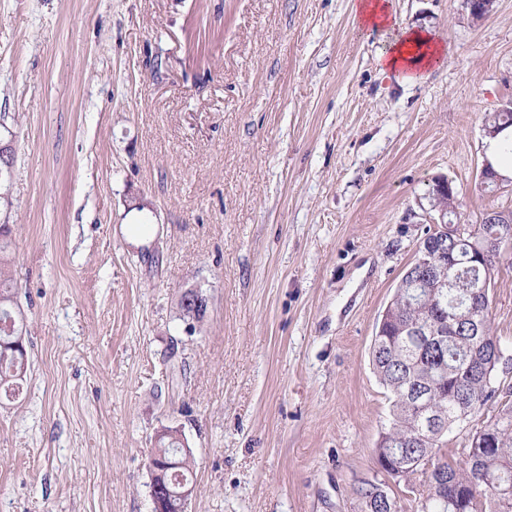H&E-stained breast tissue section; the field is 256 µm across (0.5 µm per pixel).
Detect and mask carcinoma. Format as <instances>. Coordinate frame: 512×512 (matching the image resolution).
I'll list each match as a JSON object with an SVG mask.
<instances>
[{
	"instance_id": "carcinoma-1",
	"label": "carcinoma",
	"mask_w": 512,
	"mask_h": 512,
	"mask_svg": "<svg viewBox=\"0 0 512 512\" xmlns=\"http://www.w3.org/2000/svg\"><path fill=\"white\" fill-rule=\"evenodd\" d=\"M485 125L500 132L512 127V109L491 112ZM432 207L462 224L458 191L430 189ZM448 237L452 266L442 284L432 278L435 262L417 256L399 282L387 319L372 338L371 363L389 394V420L375 448L378 466L400 465L419 474L421 512H512V405L471 434L459 463L437 460L438 473L426 469L427 449L440 454L450 431L479 415L497 397L498 368L493 353L500 343L491 333L490 291L501 259L489 249L512 240V210L490 209L479 224H463ZM488 258L474 257L477 248ZM14 261L0 243V343L23 332L13 292ZM27 371V356H0V388L14 394ZM164 474L168 512H182L179 492L192 484V460L181 457Z\"/></svg>"
}]
</instances>
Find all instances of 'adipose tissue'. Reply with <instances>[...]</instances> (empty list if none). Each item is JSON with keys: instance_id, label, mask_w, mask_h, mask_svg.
I'll return each instance as SVG.
<instances>
[{"instance_id": "obj_1", "label": "adipose tissue", "mask_w": 512, "mask_h": 512, "mask_svg": "<svg viewBox=\"0 0 512 512\" xmlns=\"http://www.w3.org/2000/svg\"><path fill=\"white\" fill-rule=\"evenodd\" d=\"M357 21L366 29L394 30V40L378 56L377 64L400 83L421 80L429 69L443 60L444 47L433 33L399 21L388 0H357Z\"/></svg>"}]
</instances>
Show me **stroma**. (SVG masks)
I'll return each mask as SVG.
<instances>
[{
	"instance_id": "35a3bbf8",
	"label": "stroma",
	"mask_w": 512,
	"mask_h": 512,
	"mask_svg": "<svg viewBox=\"0 0 512 512\" xmlns=\"http://www.w3.org/2000/svg\"><path fill=\"white\" fill-rule=\"evenodd\" d=\"M442 65L404 85L355 0H0V224L29 367L0 398V512H153L162 429L189 512H360L386 482L375 325L435 212L479 186L512 105V0H390ZM129 224L153 228L136 245ZM491 289L512 355V250ZM210 298L186 332L182 290Z\"/></svg>"
}]
</instances>
